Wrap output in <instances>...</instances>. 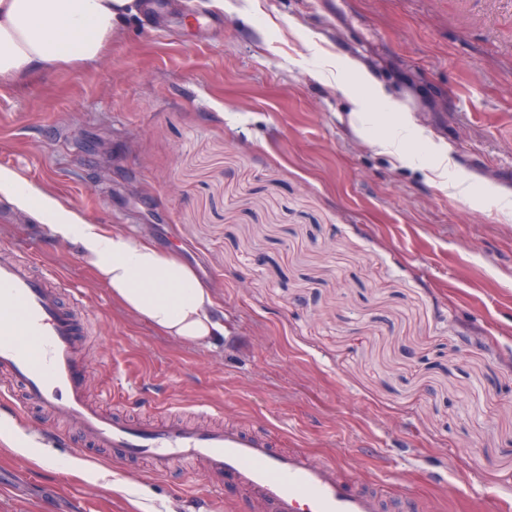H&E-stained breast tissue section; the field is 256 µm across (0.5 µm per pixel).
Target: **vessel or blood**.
I'll use <instances>...</instances> for the list:
<instances>
[{"label": "vessel or blood", "mask_w": 512, "mask_h": 512, "mask_svg": "<svg viewBox=\"0 0 512 512\" xmlns=\"http://www.w3.org/2000/svg\"><path fill=\"white\" fill-rule=\"evenodd\" d=\"M36 265L34 251L0 247V375L49 418L75 425L97 447L149 462L159 474L178 460L202 464L209 475L225 477L251 512H414L410 497L389 500L338 463L277 451L274 432L249 433L233 423L130 422L93 404L81 355L89 312L78 298L62 305L51 272L34 274Z\"/></svg>", "instance_id": "1"}]
</instances>
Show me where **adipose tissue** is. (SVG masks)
Here are the masks:
<instances>
[{"label": "adipose tissue", "mask_w": 512, "mask_h": 512, "mask_svg": "<svg viewBox=\"0 0 512 512\" xmlns=\"http://www.w3.org/2000/svg\"><path fill=\"white\" fill-rule=\"evenodd\" d=\"M140 12V0H0V85L100 60L125 20ZM425 138L424 129L404 110L370 143L403 161L407 146ZM0 196L44 224L56 240L78 243L85 264L129 314L183 343L223 335L214 289L176 252L90 223L9 168L0 167Z\"/></svg>", "instance_id": "ef3b65f1"}]
</instances>
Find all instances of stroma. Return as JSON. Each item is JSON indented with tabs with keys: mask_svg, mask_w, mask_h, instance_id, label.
I'll list each match as a JSON object with an SVG mask.
<instances>
[{
	"mask_svg": "<svg viewBox=\"0 0 512 512\" xmlns=\"http://www.w3.org/2000/svg\"><path fill=\"white\" fill-rule=\"evenodd\" d=\"M105 61L0 87V166L95 224L177 251L230 332L184 344L126 313L76 244L0 196V245L36 246L90 312L87 393L130 418L207 412L414 495L512 512V0H168ZM406 106L446 144L442 192L369 139ZM365 105V136L348 116ZM0 440V512H242L202 469Z\"/></svg>",
	"mask_w": 512,
	"mask_h": 512,
	"instance_id": "1",
	"label": "stroma"
}]
</instances>
